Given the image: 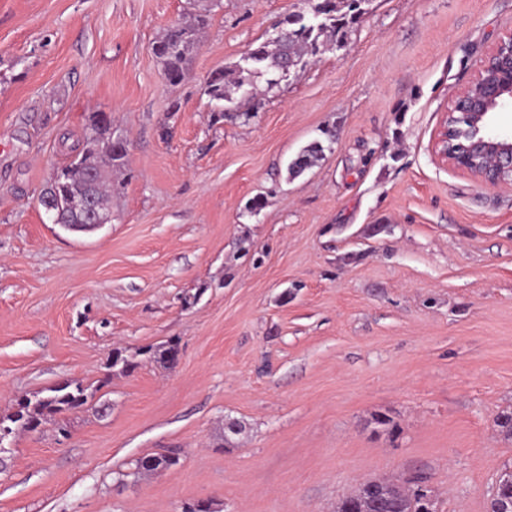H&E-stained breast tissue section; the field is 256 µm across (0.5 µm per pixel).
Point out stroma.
Returning a JSON list of instances; mask_svg holds the SVG:
<instances>
[{"instance_id":"obj_1","label":"stroma","mask_w":512,"mask_h":512,"mask_svg":"<svg viewBox=\"0 0 512 512\" xmlns=\"http://www.w3.org/2000/svg\"><path fill=\"white\" fill-rule=\"evenodd\" d=\"M188 7L0 0V416L91 393L8 437L0 512H336L417 473L437 512H490L512 469V189L432 141L512 0H365L340 49L220 119L207 77L304 4L218 0L172 85L152 47ZM96 113L125 167L111 224L69 232L38 196ZM170 340L174 367H109ZM168 448L178 466L133 475ZM324 147L319 142L308 145L289 165L292 173L298 174L312 167L323 156ZM48 391L47 395L18 401L11 414L0 417V432L6 429L10 436L15 429L36 430L48 416L79 409L88 401L86 388L77 380L63 382Z\"/></svg>"}]
</instances>
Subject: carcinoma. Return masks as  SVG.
<instances>
[{"label":"carcinoma","instance_id":"1","mask_svg":"<svg viewBox=\"0 0 512 512\" xmlns=\"http://www.w3.org/2000/svg\"><path fill=\"white\" fill-rule=\"evenodd\" d=\"M354 2L356 0H316L310 11L323 15L320 26L312 27L303 20L305 10L288 15L279 26L284 39L275 41L269 37L247 51V64H238L230 72L221 69L211 73L206 79L204 94L216 103L231 102L235 94L242 98L253 96L257 90L254 79L268 73L281 76L290 61L296 67L301 65L304 57L319 52L324 36L341 41L347 29L358 20ZM213 7L212 0H196L194 10L171 25L155 42L154 54L167 82L177 84L184 80L190 55L201 41ZM323 152L320 143H311L290 163L289 170L295 174L303 172L315 165ZM126 156V141L112 135V118L103 113L93 116L77 159L72 165L61 167L43 190L54 204L59 223L94 222V217L76 214L66 207L69 198L83 193L93 197L96 212L112 213V172L124 167ZM144 355L150 361L172 367L179 360V344L171 340L157 349L144 351ZM111 367L131 373L139 363L117 348L112 352ZM87 401L83 384L69 380L49 389L47 395L18 401L11 414L0 417V430L6 429L10 434L16 429L35 430L45 418L79 409ZM179 461L178 450L171 448L135 461L134 473L167 470ZM422 498L417 488L411 490L402 484L378 479L340 499L336 512H424Z\"/></svg>","mask_w":512,"mask_h":512}]
</instances>
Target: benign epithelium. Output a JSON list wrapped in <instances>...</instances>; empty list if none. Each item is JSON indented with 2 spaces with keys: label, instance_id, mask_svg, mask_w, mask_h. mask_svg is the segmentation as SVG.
I'll list each match as a JSON object with an SVG mask.
<instances>
[{
  "label": "benign epithelium",
  "instance_id": "benign-epithelium-1",
  "mask_svg": "<svg viewBox=\"0 0 512 512\" xmlns=\"http://www.w3.org/2000/svg\"><path fill=\"white\" fill-rule=\"evenodd\" d=\"M512 62V31L505 33L480 61L473 79L456 98L469 105L468 144L458 148L453 143V112L442 113L435 132L432 152L439 164L470 175L486 188H512V137L493 129V114L512 103V78L493 80L492 74Z\"/></svg>",
  "mask_w": 512,
  "mask_h": 512
}]
</instances>
